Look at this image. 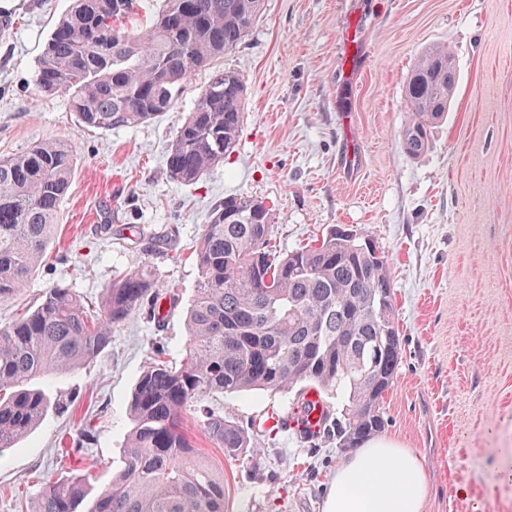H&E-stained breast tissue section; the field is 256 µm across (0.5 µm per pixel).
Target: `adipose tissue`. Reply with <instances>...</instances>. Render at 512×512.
<instances>
[{
    "mask_svg": "<svg viewBox=\"0 0 512 512\" xmlns=\"http://www.w3.org/2000/svg\"><path fill=\"white\" fill-rule=\"evenodd\" d=\"M427 497L420 457L375 439L337 466L323 512H424Z\"/></svg>",
    "mask_w": 512,
    "mask_h": 512,
    "instance_id": "adipose-tissue-1",
    "label": "adipose tissue"
}]
</instances>
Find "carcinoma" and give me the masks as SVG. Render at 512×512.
<instances>
[{
	"label": "carcinoma",
	"mask_w": 512,
	"mask_h": 512,
	"mask_svg": "<svg viewBox=\"0 0 512 512\" xmlns=\"http://www.w3.org/2000/svg\"><path fill=\"white\" fill-rule=\"evenodd\" d=\"M149 26L125 24L135 0H72L35 67L40 93L68 94L80 123L110 130L170 110L192 73L209 71L167 155L170 176L196 183L237 146L244 121L240 75L215 60L260 21L265 0H162ZM454 54L432 45L405 88L409 118L401 146L425 155L432 129L448 118L458 86ZM74 172V150L45 142L0 159V302L27 288L58 226ZM272 214L251 196L224 198L195 248L196 294L186 313L180 364L157 358L132 393V428L121 466L96 487L83 474L44 484L29 512H224V471L199 452L183 426L192 416L230 457L257 455L249 431L201 408L222 395L285 392L306 384L341 393L343 419L325 435L343 451L382 432L380 406L402 359L387 337L379 285L386 260L331 229L319 244L278 254ZM159 281L141 268L112 276L98 306L72 289H46L32 308L0 326V449L14 448L58 406L55 381L97 358L112 329L143 306L157 308ZM391 340L370 366L365 348Z\"/></svg>",
	"instance_id": "cac0c4a2"
}]
</instances>
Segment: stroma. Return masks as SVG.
Returning <instances> with one entry per match:
<instances>
[{"label":"stroma","mask_w":512,"mask_h":512,"mask_svg":"<svg viewBox=\"0 0 512 512\" xmlns=\"http://www.w3.org/2000/svg\"><path fill=\"white\" fill-rule=\"evenodd\" d=\"M0 9V158L56 141L75 148L70 188L45 260L24 294L0 303V324L63 284L99 303L115 272L151 267L178 302L164 320L141 310L107 349L60 379L69 402L17 447L0 452V512L32 507L48 480L80 467L93 484L120 465L135 384L165 350L185 355L193 250L225 197L251 196L273 214L285 253L332 228L371 235L388 265L403 358L382 408L384 438L422 459L425 512H512V0H265L259 24L218 66L246 89L239 142L194 184L174 181L168 149L208 78L193 74L177 104L129 128L82 126L68 97L42 94L35 64L70 0H7ZM355 24L365 52L341 117L342 32ZM445 43L460 83L446 122L420 158L402 149L404 88L418 57ZM357 173L338 168L347 138ZM296 390L219 399L248 428L261 467L223 455L199 427L198 447L224 470L225 512H323L335 441L266 427L293 411ZM92 441L71 456L80 417ZM467 495H457V488Z\"/></svg>","instance_id":"35a3bbf8"}]
</instances>
